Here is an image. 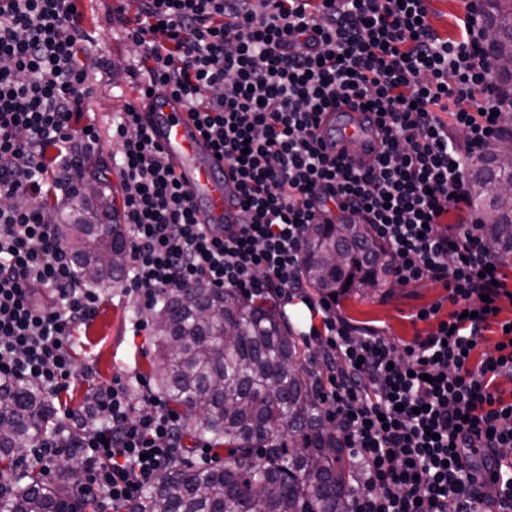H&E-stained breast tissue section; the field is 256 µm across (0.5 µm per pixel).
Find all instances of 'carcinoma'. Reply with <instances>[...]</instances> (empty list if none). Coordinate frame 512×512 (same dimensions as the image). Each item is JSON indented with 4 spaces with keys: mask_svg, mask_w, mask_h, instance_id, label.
Masks as SVG:
<instances>
[{
    "mask_svg": "<svg viewBox=\"0 0 512 512\" xmlns=\"http://www.w3.org/2000/svg\"><path fill=\"white\" fill-rule=\"evenodd\" d=\"M490 9L496 32L489 49L498 51L512 43V0H493ZM494 173L512 177L511 131L484 146L468 184L470 206L486 217V240L511 264L512 210L492 204ZM82 210L89 218L59 228L77 276L94 288L116 284L127 274V227L107 183L83 198ZM347 228L341 266L323 262L341 245L338 226L310 230L301 275L321 296L384 285L386 267L371 255L386 252L370 225L352 219ZM152 322L157 392L181 409L188 434L227 457L205 467L181 460L165 468L138 512H350L347 449L316 396L308 357L274 301L200 284L195 293L163 295ZM53 425V403L38 387L0 382V479L15 484L0 512H97L94 497L79 490L65 466L54 483L19 469Z\"/></svg>",
    "mask_w": 512,
    "mask_h": 512,
    "instance_id": "cac0c4a2",
    "label": "carcinoma"
}]
</instances>
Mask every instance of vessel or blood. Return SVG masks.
Segmentation results:
<instances>
[{"label":"vessel or blood","mask_w":512,"mask_h":512,"mask_svg":"<svg viewBox=\"0 0 512 512\" xmlns=\"http://www.w3.org/2000/svg\"><path fill=\"white\" fill-rule=\"evenodd\" d=\"M142 120L189 192L197 223L217 234L234 223L239 203L236 176L217 158L190 106L171 92L157 91L146 97ZM320 132L330 154L359 168L368 166L383 148L375 115L349 102L321 114Z\"/></svg>","instance_id":"b4317fda"}]
</instances>
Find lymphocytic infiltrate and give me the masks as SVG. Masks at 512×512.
<instances>
[{
	"instance_id": "obj_1",
	"label": "lymphocytic infiltrate",
	"mask_w": 512,
	"mask_h": 512,
	"mask_svg": "<svg viewBox=\"0 0 512 512\" xmlns=\"http://www.w3.org/2000/svg\"><path fill=\"white\" fill-rule=\"evenodd\" d=\"M133 2L127 37L148 86L191 106L236 172L242 201L239 223L209 236L127 104L113 122L125 293L147 308L191 283L271 294L283 306L300 300L321 318L300 334L317 345L326 376L317 396L358 464L352 512H485L488 502L512 512V402L494 387L512 378V331L478 365L469 358L512 292L481 217L444 223L463 205L470 160L501 125L479 0H468L453 39L433 29L427 0ZM87 59L74 0H0V380L25 379L52 397L72 376L74 332L100 302L37 201L46 189L80 197L99 140L81 120L93 95ZM477 92L480 113L464 106ZM451 99L448 121L439 111ZM341 100L380 119L384 149L367 168L328 155L318 136L319 115ZM332 209L370 224L397 283L442 282L455 312L442 320L440 304L424 307L436 329L398 351L314 299L300 275L305 239ZM64 417L33 464L50 471L69 449L112 512H129L183 446L179 416L118 375Z\"/></svg>"
}]
</instances>
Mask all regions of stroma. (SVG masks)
Instances as JSON below:
<instances>
[{"label": "stroma", "instance_id": "1", "mask_svg": "<svg viewBox=\"0 0 512 512\" xmlns=\"http://www.w3.org/2000/svg\"><path fill=\"white\" fill-rule=\"evenodd\" d=\"M134 13L131 6L125 12H116L110 0H85L80 22L89 54L87 82L94 89L93 96L84 103V116L93 120L101 134L99 150L87 165L106 170L118 197L123 194L122 181L112 158L119 151L120 142L112 136V119L133 102L146 81L136 49L126 35L128 20ZM103 56L111 60V67L100 66ZM101 297L95 318L74 333L73 376L54 403L57 412L79 408L94 383L111 381L118 374L147 379L153 372L152 346L131 328L134 318L150 319V310L117 286L102 291ZM435 302L441 303L443 312L453 309L443 283L428 278L403 286L389 278L377 290L363 294L351 291L338 297L336 311L358 331L374 329L403 346L432 330V323L415 320L414 315L419 308Z\"/></svg>", "mask_w": 512, "mask_h": 512}]
</instances>
